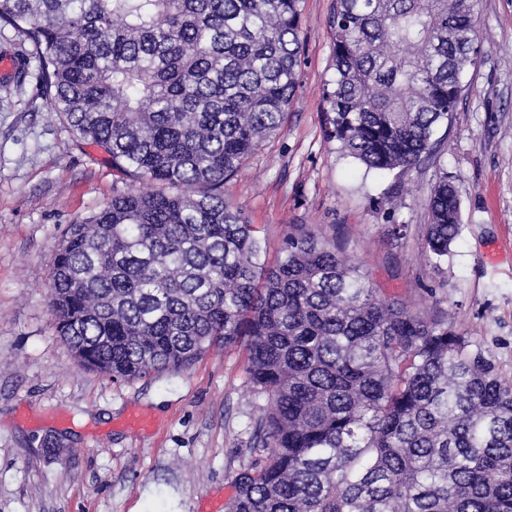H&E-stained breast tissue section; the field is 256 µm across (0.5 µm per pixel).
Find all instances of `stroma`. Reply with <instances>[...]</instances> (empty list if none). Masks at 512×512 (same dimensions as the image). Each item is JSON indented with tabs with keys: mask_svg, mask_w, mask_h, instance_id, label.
I'll return each instance as SVG.
<instances>
[{
	"mask_svg": "<svg viewBox=\"0 0 512 512\" xmlns=\"http://www.w3.org/2000/svg\"><path fill=\"white\" fill-rule=\"evenodd\" d=\"M333 0H302L301 77L280 135L229 186L275 260L291 225L336 235L386 291L447 298L457 328L512 375V0H481L482 47L432 155L405 174L365 171L324 137ZM447 171L461 232L433 266L426 198ZM125 182L36 90L0 73V512H226L258 416L244 354L116 382L77 367L49 307L66 230ZM404 225L394 238L393 225Z\"/></svg>",
	"mask_w": 512,
	"mask_h": 512,
	"instance_id": "obj_1",
	"label": "stroma"
}]
</instances>
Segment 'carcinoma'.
I'll return each mask as SVG.
<instances>
[{"label":"carcinoma","instance_id":"obj_1","mask_svg":"<svg viewBox=\"0 0 512 512\" xmlns=\"http://www.w3.org/2000/svg\"><path fill=\"white\" fill-rule=\"evenodd\" d=\"M302 0H0L38 88L131 181L50 266L56 332L112 380L240 347L257 454L226 512H512V379L435 305L374 287L308 224L269 265L226 196L299 86ZM480 0H334L325 137L379 172L432 154L480 54ZM435 263L461 231L448 173L427 199Z\"/></svg>","mask_w":512,"mask_h":512}]
</instances>
